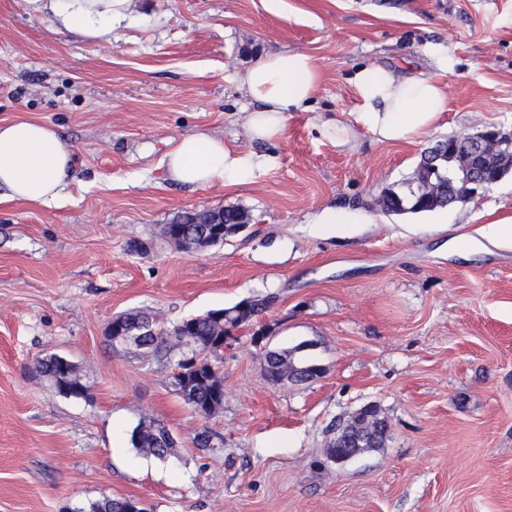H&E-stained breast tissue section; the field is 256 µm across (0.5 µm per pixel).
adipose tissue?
<instances>
[{
    "instance_id": "1",
    "label": "adipose tissue",
    "mask_w": 512,
    "mask_h": 512,
    "mask_svg": "<svg viewBox=\"0 0 512 512\" xmlns=\"http://www.w3.org/2000/svg\"><path fill=\"white\" fill-rule=\"evenodd\" d=\"M130 0H49L53 17L90 41L106 39L128 16ZM245 105L243 128L256 142L279 140L288 115L307 111L323 73L307 52H270L235 75ZM360 100L357 120L381 142L413 143L434 129L448 110V89L433 76L403 75L378 65L351 79ZM278 164L270 152H243L205 132L175 141L164 157L171 181L200 187L216 181L236 188ZM74 166L69 147L50 125L18 118L0 124V189L9 198L42 204L59 197Z\"/></svg>"
}]
</instances>
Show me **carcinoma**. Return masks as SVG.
<instances>
[{
  "label": "carcinoma",
  "instance_id": "cac0c4a2",
  "mask_svg": "<svg viewBox=\"0 0 512 512\" xmlns=\"http://www.w3.org/2000/svg\"><path fill=\"white\" fill-rule=\"evenodd\" d=\"M458 143L460 148L467 147L462 136L442 140L427 150L418 168L421 181L408 182L398 190L389 189L378 199L382 211L393 214H420L432 212L448 206V144ZM251 215L237 206L224 207V224L234 228L238 224H248ZM184 237L194 239L210 232V225L204 223L201 214L192 210L178 214L171 220ZM238 306L223 308V316L218 317L211 310L203 315L184 318L169 328L159 325L157 317L145 310H135L123 314L127 328L125 339L118 346L126 350L151 353L164 357L174 348H179L186 357L197 349H209L218 353L224 345V337L230 335V329L250 322L251 317L237 312ZM301 346L291 349H268L265 351V373L269 380L281 378L289 382L294 372H303L311 367V362L300 354ZM178 371L173 373V385L178 394L194 411L206 410L211 413L220 409L224 403V376L214 368L202 372L199 377L183 379L179 370L183 369V360L177 361ZM35 371L59 390L64 396L78 398L85 392V386L75 366L67 371L60 369L57 354L51 353L35 362ZM130 444L137 451L166 461L174 454L175 443L170 431L159 423L143 422L135 427L130 435ZM131 500L127 498H104L81 507L77 512H131Z\"/></svg>",
  "mask_w": 512,
  "mask_h": 512
}]
</instances>
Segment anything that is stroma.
Masks as SVG:
<instances>
[{"label":"stroma","mask_w":512,"mask_h":512,"mask_svg":"<svg viewBox=\"0 0 512 512\" xmlns=\"http://www.w3.org/2000/svg\"><path fill=\"white\" fill-rule=\"evenodd\" d=\"M132 2L109 40L89 42L30 0H0V123L51 125L75 165L54 202L0 190V512L104 497L144 512H512V248L449 246L512 222V174L433 212L377 205L437 141L512 130V0ZM288 49L313 55L324 81L271 144L277 166L231 189L170 182L161 160L182 135L254 149L233 75ZM375 63L447 85L438 130L380 143L356 124L351 78ZM321 117L352 125L349 144L320 134ZM227 206L252 221L221 246L187 254L156 236L178 213ZM348 207L369 223L312 222ZM266 297L224 345V404L206 418L172 384L179 352L141 356L106 336L135 308L170 325ZM301 343L321 375L270 382L265 350ZM49 353L76 365L84 396L35 372ZM369 403L389 423L384 447L328 461L337 426ZM150 418L175 458L129 444Z\"/></svg>","instance_id":"35a3bbf8"}]
</instances>
